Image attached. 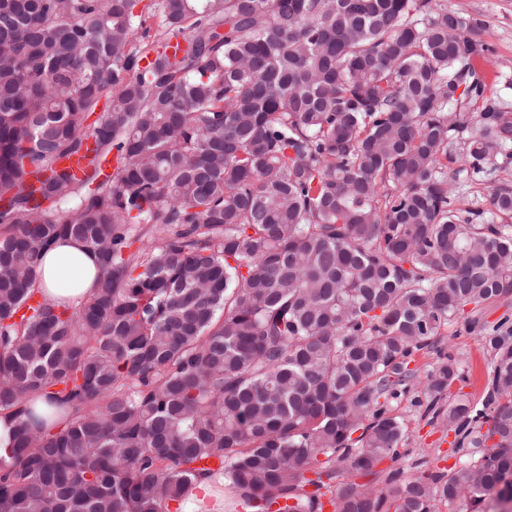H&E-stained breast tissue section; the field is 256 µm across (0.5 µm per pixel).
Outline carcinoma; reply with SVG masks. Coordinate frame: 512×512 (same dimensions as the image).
Listing matches in <instances>:
<instances>
[{"instance_id":"carcinoma-1","label":"carcinoma","mask_w":512,"mask_h":512,"mask_svg":"<svg viewBox=\"0 0 512 512\" xmlns=\"http://www.w3.org/2000/svg\"><path fill=\"white\" fill-rule=\"evenodd\" d=\"M486 49L438 0H0V512H181L205 476L249 512L512 499L502 324L481 407L448 408L487 453L337 481L402 457L412 356L512 293V225L449 191L512 146ZM62 237L99 258L76 303L34 288Z\"/></svg>"}]
</instances>
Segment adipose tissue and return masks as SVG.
Segmentation results:
<instances>
[{
	"label": "adipose tissue",
	"instance_id": "obj_1",
	"mask_svg": "<svg viewBox=\"0 0 512 512\" xmlns=\"http://www.w3.org/2000/svg\"><path fill=\"white\" fill-rule=\"evenodd\" d=\"M97 256L73 239L58 241L45 255L44 274L36 287L50 299L78 298L93 286Z\"/></svg>",
	"mask_w": 512,
	"mask_h": 512
}]
</instances>
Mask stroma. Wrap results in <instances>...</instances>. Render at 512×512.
Segmentation results:
<instances>
[{
  "label": "stroma",
  "instance_id": "obj_1",
  "mask_svg": "<svg viewBox=\"0 0 512 512\" xmlns=\"http://www.w3.org/2000/svg\"><path fill=\"white\" fill-rule=\"evenodd\" d=\"M449 9L479 22L488 46L482 64L487 74V97L498 101L512 112V0H444ZM496 168L481 177L460 173L454 183L460 208L478 209L489 224H511L512 216L490 211L487 196L493 186L512 185V158L497 156ZM512 322V295L486 303L481 307H465L458 320L445 331L436 347L418 352L410 367L417 373L409 393L394 402L396 414L407 424L400 464L384 461L376 481L386 486L387 475L401 467L404 476L418 474L420 469L448 470L461 456H481V449L471 444H458L454 427L449 426L444 410L456 402L481 405L485 397L492 353L485 343L488 329L500 321ZM454 357L460 369L450 395L441 402L442 413L429 409L426 373L443 356Z\"/></svg>",
  "mask_w": 512,
  "mask_h": 512
}]
</instances>
